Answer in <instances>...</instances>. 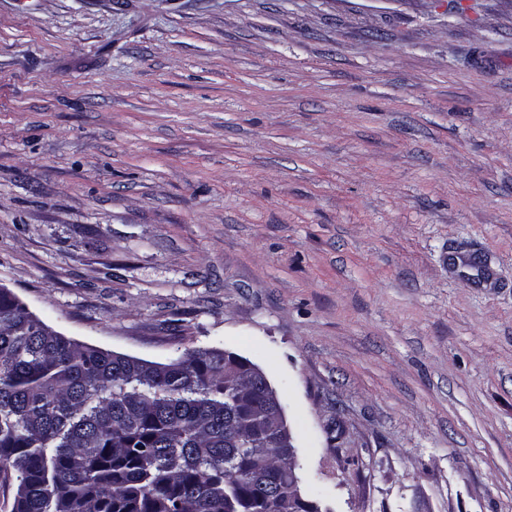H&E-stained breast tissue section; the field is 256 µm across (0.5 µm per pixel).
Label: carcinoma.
<instances>
[{
    "instance_id": "carcinoma-1",
    "label": "carcinoma",
    "mask_w": 512,
    "mask_h": 512,
    "mask_svg": "<svg viewBox=\"0 0 512 512\" xmlns=\"http://www.w3.org/2000/svg\"><path fill=\"white\" fill-rule=\"evenodd\" d=\"M264 396L224 389V350L166 363L35 326L0 290V473L11 512H271L288 449L256 419Z\"/></svg>"
}]
</instances>
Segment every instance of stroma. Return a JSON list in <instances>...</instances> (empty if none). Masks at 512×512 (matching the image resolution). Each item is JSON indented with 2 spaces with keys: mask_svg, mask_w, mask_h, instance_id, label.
I'll return each mask as SVG.
<instances>
[{
  "mask_svg": "<svg viewBox=\"0 0 512 512\" xmlns=\"http://www.w3.org/2000/svg\"><path fill=\"white\" fill-rule=\"evenodd\" d=\"M0 285L254 362L320 512H512V0H0Z\"/></svg>",
  "mask_w": 512,
  "mask_h": 512,
  "instance_id": "stroma-1",
  "label": "stroma"
}]
</instances>
